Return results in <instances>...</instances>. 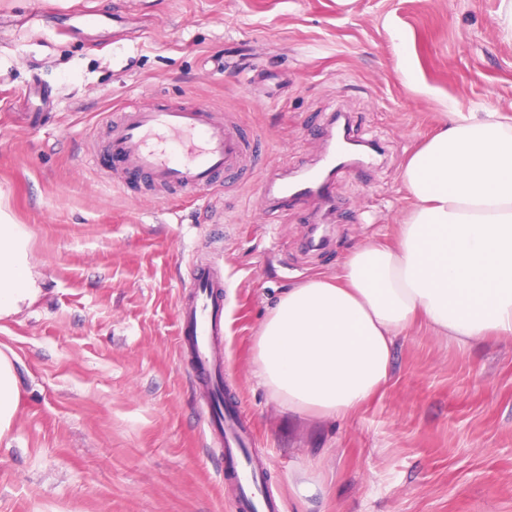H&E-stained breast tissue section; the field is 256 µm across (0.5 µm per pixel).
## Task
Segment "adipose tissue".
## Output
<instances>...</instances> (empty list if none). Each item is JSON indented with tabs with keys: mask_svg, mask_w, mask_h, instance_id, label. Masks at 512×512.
<instances>
[{
	"mask_svg": "<svg viewBox=\"0 0 512 512\" xmlns=\"http://www.w3.org/2000/svg\"><path fill=\"white\" fill-rule=\"evenodd\" d=\"M401 177L411 205L395 240L366 239L336 275L283 291L257 333L261 381L291 412L329 419L362 407L417 327L460 346L512 341V123L451 113ZM38 291L25 232L0 213V316ZM19 398L15 358L0 351V440Z\"/></svg>",
	"mask_w": 512,
	"mask_h": 512,
	"instance_id": "1",
	"label": "adipose tissue"
}]
</instances>
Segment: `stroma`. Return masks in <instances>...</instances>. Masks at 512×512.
<instances>
[{
  "instance_id": "obj_1",
  "label": "stroma",
  "mask_w": 512,
  "mask_h": 512,
  "mask_svg": "<svg viewBox=\"0 0 512 512\" xmlns=\"http://www.w3.org/2000/svg\"><path fill=\"white\" fill-rule=\"evenodd\" d=\"M98 13L92 28L75 7ZM503 0H0V209L29 236L41 292L0 319L21 399L0 441V512H240L213 401L177 335L190 282L224 271L211 353L224 406L278 512H512V342L468 348L417 329L391 382L343 418L288 412L260 384L270 301L333 275L359 242L393 239L401 171L443 116L512 117ZM54 109L27 127L33 78ZM203 103L262 143L247 181L203 201L113 184L114 112ZM375 148L338 172L336 207L268 215L262 186L315 165L332 116ZM311 477L313 491L297 485Z\"/></svg>"
}]
</instances>
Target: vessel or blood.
Wrapping results in <instances>:
<instances>
[{"label": "vessel or blood", "mask_w": 512, "mask_h": 512, "mask_svg": "<svg viewBox=\"0 0 512 512\" xmlns=\"http://www.w3.org/2000/svg\"><path fill=\"white\" fill-rule=\"evenodd\" d=\"M108 154L122 172L150 179L163 189L209 191L219 186L220 176L243 172L257 153L254 141L233 123L224 121L208 106L194 104L146 108L126 106L112 122ZM336 169V149L328 147L319 167L295 179L273 175L266 192L275 213L288 211L291 201L327 198V178ZM195 295L179 316L180 336L189 337L196 368L207 372L212 337L224 330V286L221 270L207 268L197 274ZM232 473L243 491L249 512H275L277 505L249 461L231 456Z\"/></svg>", "instance_id": "obj_1"}]
</instances>
